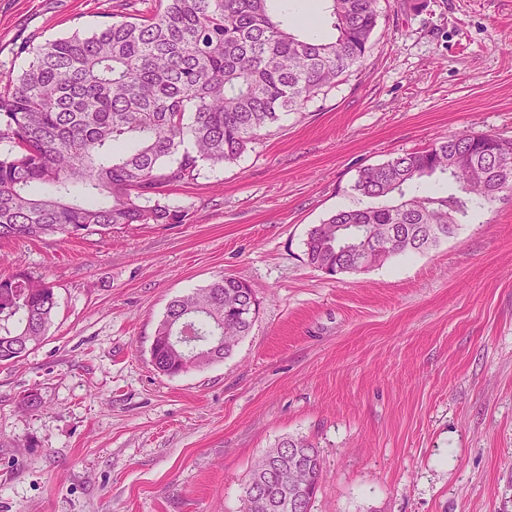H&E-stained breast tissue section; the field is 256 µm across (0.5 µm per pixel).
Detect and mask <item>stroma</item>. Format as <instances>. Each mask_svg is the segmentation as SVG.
<instances>
[{"mask_svg":"<svg viewBox=\"0 0 512 512\" xmlns=\"http://www.w3.org/2000/svg\"><path fill=\"white\" fill-rule=\"evenodd\" d=\"M127 0H0V79L26 46ZM363 64L237 161L170 188L181 224L0 244L46 277L43 342L0 365V512H239L282 438L316 446L312 512H512V193L369 271L309 266V229L369 206L359 170L435 140L512 139V0H379ZM260 300L223 361L150 358L168 302L221 275ZM37 405H25L29 393Z\"/></svg>","mask_w":512,"mask_h":512,"instance_id":"35a3bbf8","label":"stroma"}]
</instances>
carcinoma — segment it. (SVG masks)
Wrapping results in <instances>:
<instances>
[{
  "mask_svg": "<svg viewBox=\"0 0 512 512\" xmlns=\"http://www.w3.org/2000/svg\"><path fill=\"white\" fill-rule=\"evenodd\" d=\"M277 0H156L100 27L30 49L26 69L0 91V240L86 237L116 225L181 224L183 210L166 188L197 180L203 167L235 162L281 115L298 112L359 65L370 50L378 0H326L335 35L308 40L275 10ZM504 160L468 135L437 141L359 171L353 190L392 203L344 209L313 226L308 265L328 274L369 270L359 260L376 236L395 225L376 256L435 245L430 225L459 223L469 195L494 200L512 192V140L499 139ZM440 176L463 194L410 195ZM38 187L47 188L39 193ZM57 301L43 277H0V362L33 350L53 321ZM259 299L245 281L224 276L200 292L172 299L155 329L157 370L176 375L230 355L248 334ZM169 336L199 339L195 351ZM302 454L313 483L318 450L287 437L257 462L240 512H293L288 490L273 478Z\"/></svg>",
  "mask_w": 512,
  "mask_h": 512,
  "instance_id": "carcinoma-1",
  "label": "carcinoma"
}]
</instances>
